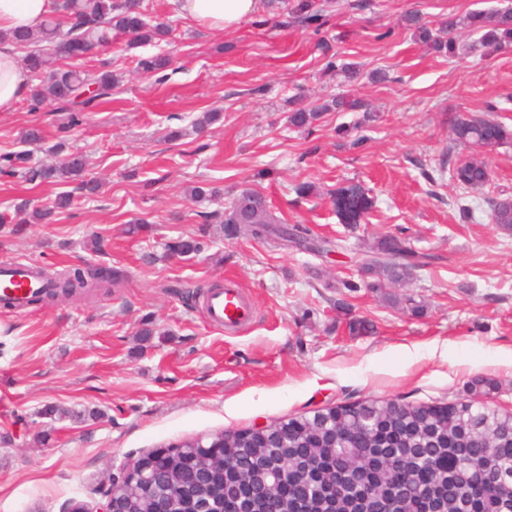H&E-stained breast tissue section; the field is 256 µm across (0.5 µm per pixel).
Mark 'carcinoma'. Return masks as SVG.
<instances>
[{
    "label": "carcinoma",
    "instance_id": "cac0c4a2",
    "mask_svg": "<svg viewBox=\"0 0 512 512\" xmlns=\"http://www.w3.org/2000/svg\"><path fill=\"white\" fill-rule=\"evenodd\" d=\"M145 0H59L57 14L39 30L14 35L18 47L27 50L24 64L38 78L28 101L39 109L46 101L69 113L68 126H76L97 102L109 95L122 76L109 69L77 70L70 65L52 69L49 58L82 59L110 47L112 35L125 36L128 45L140 47L166 40L168 28L149 19ZM419 40L430 50L456 55L458 32L481 34L480 44L489 52L512 46V5L477 10L457 19H448L438 35L415 13L405 15ZM283 23H297L320 30L322 9L316 0H293ZM170 60L157 53L138 59V68L158 75ZM356 99L335 97L316 108L298 106L288 116L297 128H310L326 111L357 110ZM452 141L470 154L449 172L463 189H478L490 180L486 155L512 144V128L496 119L455 115L450 120ZM0 175L17 177L28 184H77L88 198L97 195L101 182L86 176L83 156L72 152L59 164L32 161L25 151L0 155ZM195 202L215 201L223 190L206 183L186 190ZM336 215L342 223H361L373 208V200L357 184L328 191ZM70 192L58 193L52 204L34 206L24 200L16 207L21 224H49L57 214L69 209ZM493 223L512 232V197L489 200ZM204 223L216 225L219 233L234 226L236 234L253 239L268 235L282 224L266 197L256 190L235 194L224 211L203 215ZM201 249L196 237H178L167 250L177 256ZM419 256L399 239L380 238L370 246L364 271V287L380 292L393 305H411L410 297L388 292L413 279ZM49 281L46 293L34 297L36 303L69 300L108 282L112 273L99 267H76L65 272L43 270ZM495 384L482 376L469 384L470 398L448 404L410 405L396 400L361 402L337 406L323 416L288 419V437L270 424L265 436L250 430L224 434V460L246 457L251 467L270 466L278 461L284 443L288 448L285 481L273 492L258 494L251 472L221 462L211 463L200 476L202 455L193 447L195 439L180 442L176 451L160 452L159 467L171 475L173 490L184 512H193L196 502L209 498L222 505V512H512V413H490L477 404Z\"/></svg>",
    "mask_w": 512,
    "mask_h": 512
}]
</instances>
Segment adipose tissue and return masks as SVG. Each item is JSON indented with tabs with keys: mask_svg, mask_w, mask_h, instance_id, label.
<instances>
[{
	"mask_svg": "<svg viewBox=\"0 0 512 512\" xmlns=\"http://www.w3.org/2000/svg\"><path fill=\"white\" fill-rule=\"evenodd\" d=\"M179 12L215 32L234 30L259 12L260 0H176ZM56 0H0V112L13 111L29 95L28 69L21 63L10 35L33 31L53 12Z\"/></svg>",
	"mask_w": 512,
	"mask_h": 512,
	"instance_id": "adipose-tissue-1",
	"label": "adipose tissue"
}]
</instances>
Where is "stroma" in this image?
I'll list each match as a JSON object with an SVG mask.
<instances>
[{
    "label": "stroma",
    "instance_id": "1",
    "mask_svg": "<svg viewBox=\"0 0 512 512\" xmlns=\"http://www.w3.org/2000/svg\"><path fill=\"white\" fill-rule=\"evenodd\" d=\"M152 2V22L170 26L172 41L130 49L117 37L81 60L82 69L125 76L82 125L67 128L51 102L0 112V154L25 149L59 162L77 150L103 183L54 223L18 224L17 203L49 205L60 188L0 177V261L57 271L90 262L122 273L117 285L67 301L0 306V512L94 504L93 488L113 469L187 438L371 400L451 402L477 376L498 385L488 405L512 411V234L492 224L488 204L512 196V145L488 154L482 189L432 178L440 156L453 163L464 154L451 115L490 113L512 125V49L488 52L478 34L463 33L469 51L451 59L404 21L415 11L435 27L499 0H320L328 21L318 35L265 9L214 33L178 15L171 0ZM158 51L175 68L162 84L137 67ZM332 58L358 63L360 78L328 71ZM341 95L362 101L376 121L356 110L324 113L308 130L289 124L291 102ZM210 111L221 121L191 132ZM34 126L42 140L22 143ZM177 127L186 136L167 141ZM200 181L261 191L301 230L300 245L274 232L227 234L199 254L169 255L171 239L196 234L203 214L224 206L187 199ZM301 182L321 195L298 197ZM348 184L375 201L353 227L325 195ZM462 196L473 207L468 220ZM136 218L150 231L128 234ZM385 236L431 257L405 288L422 314L363 286L367 245ZM94 237L102 252L89 249ZM228 277L255 309L235 334L208 323L201 299ZM146 320L154 334L145 340ZM52 406L68 417L46 416Z\"/></svg>",
    "mask_w": 512,
    "mask_h": 512
}]
</instances>
